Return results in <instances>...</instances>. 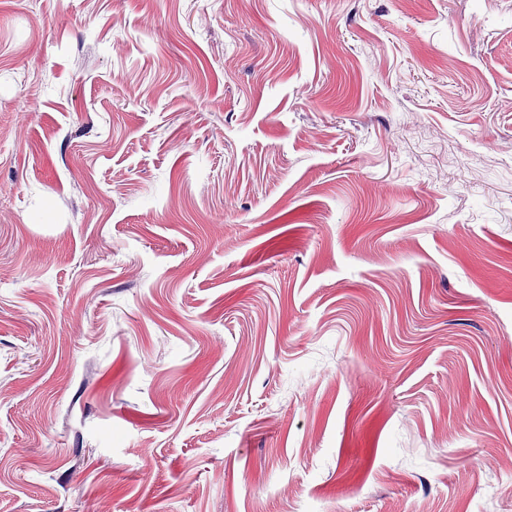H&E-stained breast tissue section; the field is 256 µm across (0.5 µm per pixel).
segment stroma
<instances>
[{"mask_svg":"<svg viewBox=\"0 0 512 512\" xmlns=\"http://www.w3.org/2000/svg\"><path fill=\"white\" fill-rule=\"evenodd\" d=\"M512 512V0H0V512Z\"/></svg>","mask_w":512,"mask_h":512,"instance_id":"35a3bbf8","label":"stroma"}]
</instances>
